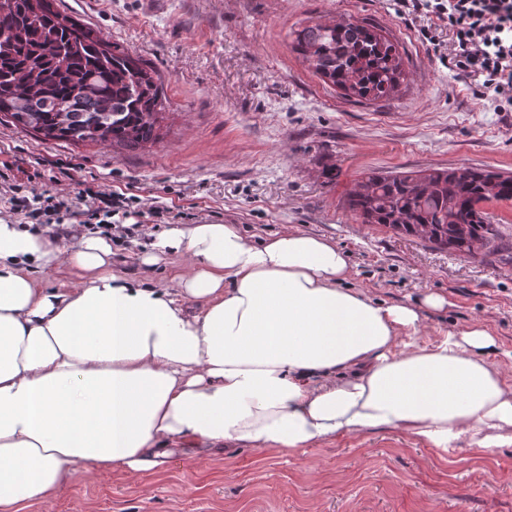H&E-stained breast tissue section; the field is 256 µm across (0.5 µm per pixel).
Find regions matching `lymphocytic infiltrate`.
Returning <instances> with one entry per match:
<instances>
[{
    "label": "lymphocytic infiltrate",
    "mask_w": 512,
    "mask_h": 512,
    "mask_svg": "<svg viewBox=\"0 0 512 512\" xmlns=\"http://www.w3.org/2000/svg\"><path fill=\"white\" fill-rule=\"evenodd\" d=\"M396 5L430 51L466 80L477 99L490 101L494 111L512 112V0H396ZM433 19L447 25V39L432 35L428 23ZM11 204L14 211L40 223L62 209L109 219L120 214L127 201L82 191L70 199L15 196Z\"/></svg>",
    "instance_id": "f902f5d3"
}]
</instances>
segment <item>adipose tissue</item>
Wrapping results in <instances>:
<instances>
[{
  "label": "adipose tissue",
  "instance_id": "ef3b65f1",
  "mask_svg": "<svg viewBox=\"0 0 512 512\" xmlns=\"http://www.w3.org/2000/svg\"><path fill=\"white\" fill-rule=\"evenodd\" d=\"M171 282L112 267V239L0 215V512L49 504L86 471L163 465L236 443L298 455L344 432L397 430L440 454L512 445V383L482 323L410 343L421 314L349 288L334 242L284 229L177 224L147 244ZM67 268L70 288L39 273Z\"/></svg>",
  "mask_w": 512,
  "mask_h": 512
}]
</instances>
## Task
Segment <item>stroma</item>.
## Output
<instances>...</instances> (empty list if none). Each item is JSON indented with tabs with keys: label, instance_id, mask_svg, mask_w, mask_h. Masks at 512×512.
<instances>
[{
	"label": "stroma",
	"instance_id": "1",
	"mask_svg": "<svg viewBox=\"0 0 512 512\" xmlns=\"http://www.w3.org/2000/svg\"><path fill=\"white\" fill-rule=\"evenodd\" d=\"M66 13L123 44L161 77V137L134 151L45 142L0 121V213L12 193L105 191L132 200L151 240L190 212L238 225L251 241L284 227L346 253L351 287L387 304L421 305L419 343L483 321L512 379V202L486 210L503 250L472 257L362 223L346 199L372 171L472 167L512 174V112L478 100L395 10L394 0H60ZM367 18L405 55L389 99L359 102L317 78L291 49L315 22ZM36 174L27 182L26 173ZM116 271L148 282L132 237L112 238ZM26 512H512V446L460 441L451 455L395 430L349 432L305 453L227 444L203 462L85 472L50 510Z\"/></svg>",
	"mask_w": 512,
	"mask_h": 512
}]
</instances>
